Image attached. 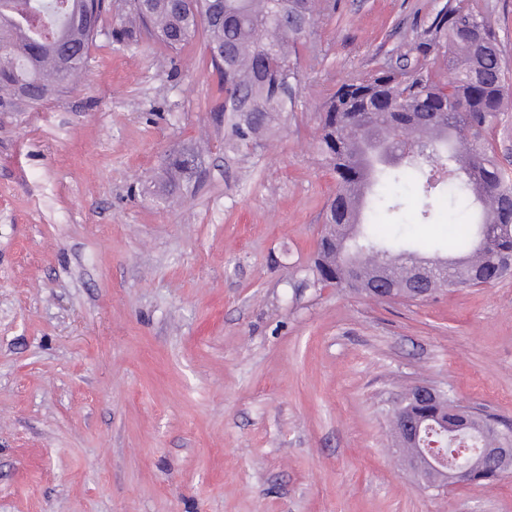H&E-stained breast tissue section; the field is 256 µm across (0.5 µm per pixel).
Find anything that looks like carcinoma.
<instances>
[{
  "instance_id": "obj_1",
  "label": "carcinoma",
  "mask_w": 512,
  "mask_h": 512,
  "mask_svg": "<svg viewBox=\"0 0 512 512\" xmlns=\"http://www.w3.org/2000/svg\"><path fill=\"white\" fill-rule=\"evenodd\" d=\"M315 0H123L113 15L118 42L141 37L178 51L204 37L210 64L224 83L230 114L229 147L240 149L272 127L288 109L298 68L290 48L309 36ZM109 9L104 0H0V112L37 106L84 77L89 49ZM443 50L450 76L412 65L409 54ZM505 63L487 19L446 3L397 64L384 63L340 86L322 108L319 145L336 174V195L326 216L312 271L316 280L363 294L387 286L393 298L417 300L416 276L394 271L418 259L430 266L432 293L454 279L466 286L501 277L497 263L512 258V172L497 163L487 138L504 110ZM383 139L400 162L376 165L369 145ZM411 181L421 201L418 218L434 220L433 201L461 208L454 256L427 252L433 245L380 232L382 216L401 207L389 184ZM411 412L482 448L481 430L497 424L482 409H465L442 394Z\"/></svg>"
}]
</instances>
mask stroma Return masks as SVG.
I'll return each mask as SVG.
<instances>
[{
  "label": "stroma",
  "mask_w": 512,
  "mask_h": 512,
  "mask_svg": "<svg viewBox=\"0 0 512 512\" xmlns=\"http://www.w3.org/2000/svg\"><path fill=\"white\" fill-rule=\"evenodd\" d=\"M445 2L319 11L293 110L247 149L203 39L118 44L108 17L84 81L0 112V512H512V472L419 488L388 421L431 385L512 432V277L409 302L311 270L336 192L322 104ZM463 2L506 63L488 137L512 169V0ZM397 192L401 232L446 242Z\"/></svg>",
  "instance_id": "1"
}]
</instances>
